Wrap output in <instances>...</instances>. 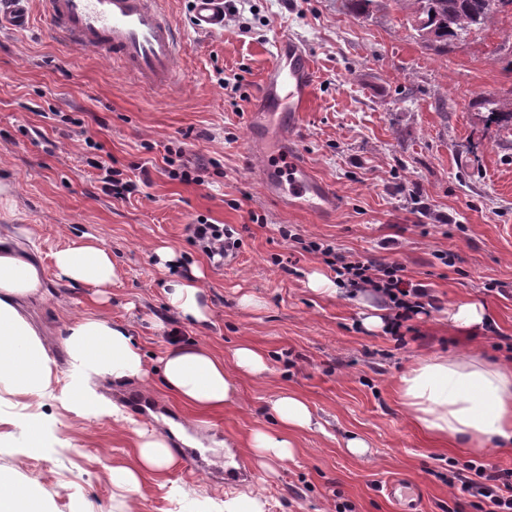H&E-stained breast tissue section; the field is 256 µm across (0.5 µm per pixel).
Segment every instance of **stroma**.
Returning <instances> with one entry per match:
<instances>
[{
    "label": "stroma",
    "instance_id": "35a3bbf8",
    "mask_svg": "<svg viewBox=\"0 0 512 512\" xmlns=\"http://www.w3.org/2000/svg\"><path fill=\"white\" fill-rule=\"evenodd\" d=\"M164 6L185 50L179 84L161 92L53 38L44 0H34L30 29L0 32V183L10 188L0 227L33 231L44 269L52 250L92 237L120 270L103 301L94 288L54 282L25 313L51 335L84 312L131 324L151 359L176 341L202 342L222 357L244 343L259 349L269 375L241 378L238 403L188 428L215 466L225 464L226 443L246 441L265 422L279 390L303 397L322 428L296 433L294 460L274 473L242 455L234 458L248 472L241 481L177 463L132 495L107 472L132 461L135 434L109 417L66 411L53 393L34 402L0 387V468L37 482L49 512H181L188 501L216 512L225 492L246 493L260 481L265 512H397L385 493L393 477L421 487L423 512H475L449 488V460L487 457L512 470V446L480 452L434 442L406 421L395 387L421 358L473 349L512 357V130L488 118L512 100V7L439 54L422 47L409 10L394 0H374L364 15L353 0H224L217 35L193 29L190 0ZM281 36L305 44L315 63L297 146L336 192L327 219L268 197L248 152L249 113ZM89 139L97 149L86 147ZM177 146L199 165V181L169 178L163 157ZM99 156L126 172L143 166L148 183L126 200L103 193L89 165ZM201 221L240 239L224 266L188 241L186 225ZM286 224L299 241L281 237ZM388 239L396 248L380 249ZM306 241L403 267L435 309L415 317V334L401 342L367 329L364 319L384 309V298L369 288L311 289V275L334 274L321 253L303 250ZM160 246L172 248L179 268L205 273L204 327L170 313ZM494 282L509 294L491 290ZM245 294L260 307H243ZM471 301L483 305L493 331L449 333L448 307ZM33 414L49 447L41 456L24 452L20 422ZM353 434L369 445L363 457L345 446Z\"/></svg>",
    "mask_w": 512,
    "mask_h": 512
}]
</instances>
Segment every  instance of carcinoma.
I'll list each match as a JSON object with an SVG mask.
<instances>
[{
  "label": "carcinoma",
  "mask_w": 512,
  "mask_h": 512,
  "mask_svg": "<svg viewBox=\"0 0 512 512\" xmlns=\"http://www.w3.org/2000/svg\"><path fill=\"white\" fill-rule=\"evenodd\" d=\"M413 23L420 43L439 54L475 26L485 24L494 8L512 0H409Z\"/></svg>",
  "instance_id": "carcinoma-1"
}]
</instances>
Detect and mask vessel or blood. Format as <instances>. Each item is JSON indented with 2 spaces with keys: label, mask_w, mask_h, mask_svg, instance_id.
Returning <instances> with one entry per match:
<instances>
[{
  "label": "vessel or blood",
  "mask_w": 512,
  "mask_h": 512,
  "mask_svg": "<svg viewBox=\"0 0 512 512\" xmlns=\"http://www.w3.org/2000/svg\"><path fill=\"white\" fill-rule=\"evenodd\" d=\"M32 0H10L0 12V31L21 32L32 23ZM45 21L56 36L74 48L106 54L133 81L153 89L177 82L176 62L182 50L181 35L160 7V0H45ZM191 24L201 32L217 34L224 29V0H191ZM277 60L260 85L263 108L286 106L282 144L276 154L288 169L287 182L268 178L264 191L281 199L284 186L303 198L316 213L328 214L337 205L334 191L317 177L296 147L301 116L308 109L314 84L310 54L294 37L276 42ZM391 500L416 505L417 488L394 478L385 485Z\"/></svg>",
  "instance_id": "vessel-or-blood-1"
}]
</instances>
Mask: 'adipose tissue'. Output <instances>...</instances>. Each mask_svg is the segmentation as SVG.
Listing matches in <instances>:
<instances>
[{
    "instance_id": "ef3b65f1",
    "label": "adipose tissue",
    "mask_w": 512,
    "mask_h": 512,
    "mask_svg": "<svg viewBox=\"0 0 512 512\" xmlns=\"http://www.w3.org/2000/svg\"><path fill=\"white\" fill-rule=\"evenodd\" d=\"M52 261L54 278L74 287L107 288L118 277L111 253L94 241L71 242L54 251ZM45 276L16 235L0 234V385L33 400L51 386L58 368L50 347L21 312L23 303L47 296ZM164 293L183 324L207 322L200 271L168 273ZM60 343L71 372L59 402L75 413L91 411L118 423L125 420L122 411L97 392L95 380H136L145 391L160 387L185 406L212 411L237 402L239 376L263 377L270 371L264 356L250 345L238 346L225 359L195 340L170 347L153 367L130 326L91 313L72 316ZM396 394L409 422L434 439L452 438L469 448L492 440L512 445V363L492 362L475 351L423 358L399 377ZM267 411L278 421L279 432L256 427L242 451L259 468L272 471L293 460L296 432L317 430L321 424L309 404L287 390L269 399ZM171 434L188 438L181 425L170 432L137 430L136 461L109 470L113 486L136 492L143 473L170 469L175 462L167 441ZM0 512H44L35 485L0 469Z\"/></svg>"
}]
</instances>
